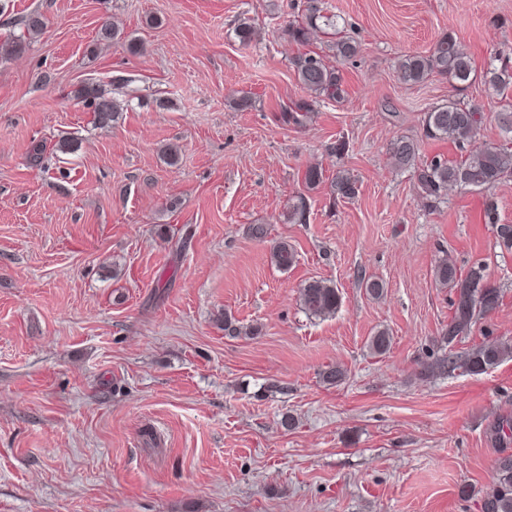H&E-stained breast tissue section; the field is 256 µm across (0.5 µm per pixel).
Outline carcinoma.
<instances>
[{"label": "carcinoma", "mask_w": 512, "mask_h": 512, "mask_svg": "<svg viewBox=\"0 0 512 512\" xmlns=\"http://www.w3.org/2000/svg\"><path fill=\"white\" fill-rule=\"evenodd\" d=\"M319 20L323 25L336 29V37L328 45L336 61H346L357 55V42L337 30L332 17L323 13L322 0H306L304 21L291 23L285 30L288 40L299 45L308 44L311 31L318 28ZM290 64L297 83L312 99L332 101L341 98L340 70L329 64L324 55L315 50L299 52L290 59ZM395 72L397 80L406 85L420 84L432 76L444 77L454 84H465L472 80L474 69L462 44L453 36L444 34L427 52L402 55L396 63ZM480 78L502 96V105L496 115L502 143L469 152L459 161H450L439 155L423 159L419 155L417 140L408 136L398 137L389 144L388 151L395 168L414 173L430 208L440 203L445 192L452 187L489 191L512 175V99L508 96L512 91V66L509 58H491ZM74 97L92 109L94 122L101 127L112 125L124 109L123 101L94 82L75 90ZM310 111L311 103L296 100L285 107V121L301 125ZM484 123L482 105L450 99L424 113L423 134L429 139L446 138L463 146L476 138ZM330 189L334 196L350 200L358 193V183L350 173L340 170L330 181ZM497 210L494 197L487 196L484 201L485 223L496 225L500 247L512 251V225L497 223ZM271 261L279 269L288 270L296 261L294 248L284 241L277 243L272 248ZM434 277L442 287L453 291L452 314L448 329L441 338V343L448 346V353L436 357L427 369L439 373L461 370L480 374L511 357L512 343L498 339L486 341L470 350H454V343L461 334L499 306V289L484 284V266L480 263L474 265L464 275L446 256L435 265ZM299 302L309 315L329 317L340 307L341 295L336 286L323 280H313L299 289ZM392 340L389 330L379 329L370 337L368 348L375 355H383L390 350ZM320 377L324 384L338 386L345 379V371L337 364H328ZM483 512H512V454L497 458L494 480L484 493Z\"/></svg>", "instance_id": "carcinoma-1"}]
</instances>
